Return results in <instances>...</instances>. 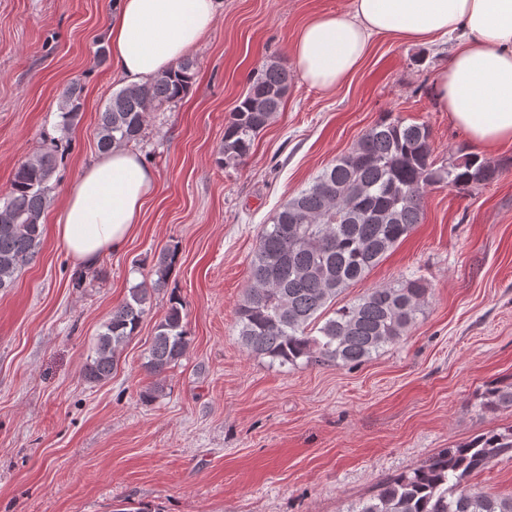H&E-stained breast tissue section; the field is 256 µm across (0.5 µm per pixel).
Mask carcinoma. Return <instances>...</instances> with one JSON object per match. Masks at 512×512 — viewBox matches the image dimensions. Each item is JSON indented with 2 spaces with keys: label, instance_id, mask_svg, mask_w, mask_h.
<instances>
[{
  "label": "carcinoma",
  "instance_id": "1",
  "mask_svg": "<svg viewBox=\"0 0 512 512\" xmlns=\"http://www.w3.org/2000/svg\"><path fill=\"white\" fill-rule=\"evenodd\" d=\"M195 63L176 68L112 94L101 112L98 148L142 139L146 112L175 105L191 90ZM290 85L288 67L272 61L253 79L224 127L216 152L220 167H233L250 154L257 136L280 110ZM81 108L75 87L63 94L60 138L24 161L0 206V290L11 287L19 269L39 251L40 223L50 200L51 176L61 144ZM430 128L386 118L368 129L347 153L323 169L263 227L249 267V284L237 308L239 336L246 349L281 366L298 360L355 366L414 325L429 295L425 278L400 275L336 306V298L363 281L416 224L422 223L424 192L448 186L469 194L497 181L502 168L464 153L437 166ZM177 257L174 248L158 255L153 283H140L112 307L83 367L90 383L109 379L118 355L152 309ZM191 336L177 298L156 326L143 368L161 376L187 353ZM512 406V378L489 384L480 406L494 412ZM512 457V426L492 429L454 448H445L412 470L389 478L347 512H512V497L475 492L468 477L493 460Z\"/></svg>",
  "mask_w": 512,
  "mask_h": 512
}]
</instances>
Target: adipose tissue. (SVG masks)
Returning a JSON list of instances; mask_svg holds the SVG:
<instances>
[{
	"instance_id": "obj_1",
	"label": "adipose tissue",
	"mask_w": 512,
	"mask_h": 512,
	"mask_svg": "<svg viewBox=\"0 0 512 512\" xmlns=\"http://www.w3.org/2000/svg\"><path fill=\"white\" fill-rule=\"evenodd\" d=\"M216 10V0H118L108 32L116 72L140 85L175 68ZM452 34L458 44L434 81L438 107L476 145L512 142V0H350L347 13L305 25L293 56L305 81L328 90L358 68L374 37L430 46ZM156 182L136 151L104 152L69 189L56 237L75 260L95 264L128 240Z\"/></svg>"
}]
</instances>
